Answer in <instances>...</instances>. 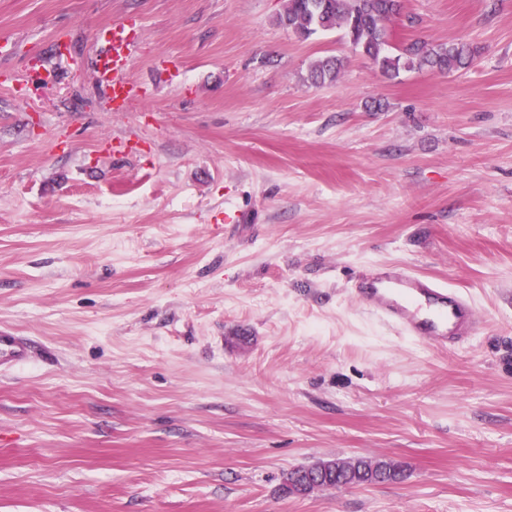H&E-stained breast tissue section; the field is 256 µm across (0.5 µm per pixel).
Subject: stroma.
Masks as SVG:
<instances>
[{"instance_id": "1", "label": "stroma", "mask_w": 512, "mask_h": 512, "mask_svg": "<svg viewBox=\"0 0 512 512\" xmlns=\"http://www.w3.org/2000/svg\"><path fill=\"white\" fill-rule=\"evenodd\" d=\"M402 5L389 54L471 66L388 77L285 0H0V329L31 350L0 369V512H512V0ZM393 263L475 334L364 310L354 274ZM357 456L406 476L288 493ZM124 33L125 26L122 23L114 24L101 33V39L106 44L107 50L99 59L95 80L110 103L129 98L135 92V84L127 77L135 46ZM341 66V61L335 56L320 58L311 66L310 79L318 85L334 82L338 77Z\"/></svg>"}]
</instances>
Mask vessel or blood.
Masks as SVG:
<instances>
[{"label":"vessel or blood","mask_w":512,"mask_h":512,"mask_svg":"<svg viewBox=\"0 0 512 512\" xmlns=\"http://www.w3.org/2000/svg\"><path fill=\"white\" fill-rule=\"evenodd\" d=\"M101 38L106 52L95 70L97 85L112 102L133 96L135 85L127 71L135 46L126 38L124 25L104 29ZM353 290L356 298L385 323L446 349L456 348L477 329L476 313L466 296L401 265L359 271ZM27 357V345L1 330L0 367Z\"/></svg>","instance_id":"vessel-or-blood-1"}]
</instances>
